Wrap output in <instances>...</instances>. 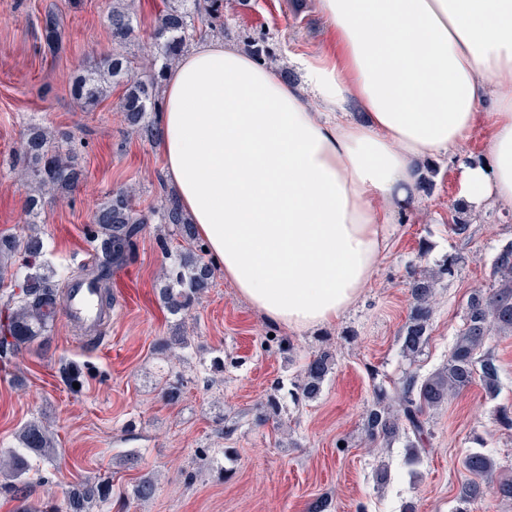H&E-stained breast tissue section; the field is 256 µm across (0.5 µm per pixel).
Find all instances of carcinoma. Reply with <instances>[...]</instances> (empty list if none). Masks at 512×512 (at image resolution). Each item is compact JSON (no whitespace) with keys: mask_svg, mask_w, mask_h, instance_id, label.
<instances>
[{"mask_svg":"<svg viewBox=\"0 0 512 512\" xmlns=\"http://www.w3.org/2000/svg\"><path fill=\"white\" fill-rule=\"evenodd\" d=\"M199 8L197 0H179L177 5L168 6L159 14L153 32L155 55L142 63L143 75L135 73L127 57L114 53L102 66H85L79 70L71 85L73 100L83 110L91 111L107 97L112 85H122L125 91L120 108L127 126L152 142L158 140V126L150 120V113L159 110L158 87L169 65L179 60L197 31L195 19L199 18ZM204 18L209 31L223 32L222 0H209ZM106 26L115 47L135 37L133 11L127 0H112ZM40 28L45 48L53 54L60 52L63 44L57 15L46 13ZM242 40L257 59L271 57L265 36L248 34ZM14 156L18 176L32 186L33 194L26 200V212L33 219L40 215L45 199L70 198L84 180L78 151L63 132H49L39 125H31L14 148ZM464 213L465 207L458 203L448 219L458 236L467 235L470 229ZM152 216L169 226L171 233V237L160 240L161 249L170 259L162 273L164 303L171 314L186 317L211 286L212 264L205 261L204 244L176 195H164ZM148 223L149 216L134 208L130 190L112 191L92 218L91 261L75 270L53 268L45 244L37 235L30 234L21 240L0 237V254L18 257L10 276L0 272V360H9L40 331L51 327L62 304L60 289L76 282L89 280L95 284L102 311L105 317H110L115 303L112 273L131 262L138 238ZM460 264L461 257L450 254L434 273L410 267L412 306L399 336L405 355H417L427 342L436 281L454 277ZM492 275L497 287L478 289L470 294L464 328L444 368L424 379L410 373L390 389L382 384L374 387L373 401L365 419L367 436L373 442L387 445L406 439V462L410 465L420 460L429 440L427 414L430 411L476 380L486 394L495 396L499 392V366L495 357L483 348L494 331L505 336L512 334V242L496 255ZM189 344L185 336H162L155 347L161 352H171L176 348L185 349ZM333 366L334 356L328 350L309 356L300 378L289 391L292 400L297 403L315 400ZM183 387L182 376L171 372L161 387V395L170 401L177 400ZM18 440L20 449L8 452L0 466V496L16 500L26 498L21 478L29 471L31 457L52 461L58 454L48 428L36 422L27 423L20 430ZM462 466L470 479L460 487V502L468 504L487 492L512 499V480L497 478L495 462L483 452L468 453ZM156 491L155 481L142 479L132 486L131 496L148 500ZM111 493L112 485L105 479L86 481L71 491L63 505L54 506L52 510L92 512L94 506L105 505Z\"/></svg>","mask_w":512,"mask_h":512,"instance_id":"1","label":"carcinoma"}]
</instances>
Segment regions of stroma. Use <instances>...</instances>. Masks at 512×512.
I'll list each match as a JSON object with an SVG mask.
<instances>
[{
	"mask_svg": "<svg viewBox=\"0 0 512 512\" xmlns=\"http://www.w3.org/2000/svg\"><path fill=\"white\" fill-rule=\"evenodd\" d=\"M224 40L240 45L242 33L266 35L270 66L297 71V57L331 52L333 38L316 0H223ZM109 0H0V232L17 237L36 230L55 267L88 262L93 213L113 190L131 188L137 210L149 212L173 187L167 183L158 146L126 127L121 88H113L94 111L78 109L70 96L74 70L111 54L106 28ZM163 0H134L136 36L123 52L150 57L151 35ZM59 11L65 51L51 56L40 40V19ZM70 131L83 158L86 178L67 200L45 204L29 226L28 184L12 169V148L30 124ZM430 195L398 215L387 245L358 302L335 324L295 333L267 322L215 268L211 288L190 316L171 315L160 300L168 260L157 238L165 225L143 230L133 262L115 270L117 299L104 337L80 335L58 315L51 331L28 343L11 372H0V454L16 449V434L31 419L43 421L58 445V460H34L25 480L34 499L60 504L71 487L109 479L112 498L99 512H308L317 497L330 512H456L467 473L462 460L478 450L494 459L496 475L512 479V428L498 419L512 408V335L490 336L486 348L500 365L501 390L488 398L473 383L431 411L430 444L406 465L404 441L385 448L369 442L365 416L380 378L400 381L406 373L427 377L444 367L463 327L469 294L493 287L490 276L499 248L512 241V211L496 206L471 214V235L460 238L448 224L460 198L455 157L436 158ZM431 246L419 256L420 241ZM451 253L463 261L433 298L429 340L416 358L404 356L398 337L410 312L409 265L437 267ZM181 333L191 341L183 359L155 351L156 338ZM285 336L294 345L283 354L264 345L265 336ZM331 349L336 366L321 396L292 401L287 390L312 353ZM224 370L202 366L214 356ZM79 369V386L67 370ZM187 380L180 399L162 398L159 381L168 369ZM282 405L279 423L258 424L269 396ZM234 425L222 436L225 425ZM217 448L201 458L200 449ZM388 466L389 482L374 478ZM152 477L158 487L147 501L129 499L133 484Z\"/></svg>",
	"mask_w": 512,
	"mask_h": 512,
	"instance_id": "1",
	"label": "stroma"
}]
</instances>
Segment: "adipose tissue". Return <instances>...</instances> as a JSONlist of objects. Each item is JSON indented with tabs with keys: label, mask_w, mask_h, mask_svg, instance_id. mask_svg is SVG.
Here are the masks:
<instances>
[{
	"label": "adipose tissue",
	"mask_w": 512,
	"mask_h": 512,
	"mask_svg": "<svg viewBox=\"0 0 512 512\" xmlns=\"http://www.w3.org/2000/svg\"><path fill=\"white\" fill-rule=\"evenodd\" d=\"M330 54L305 84L208 35L167 72L165 173L239 295L304 332L360 298L418 166L457 158L461 197L512 209V0H317ZM361 119H351L348 105ZM491 133L465 145L481 105Z\"/></svg>",
	"instance_id": "ef3b65f1"
}]
</instances>
